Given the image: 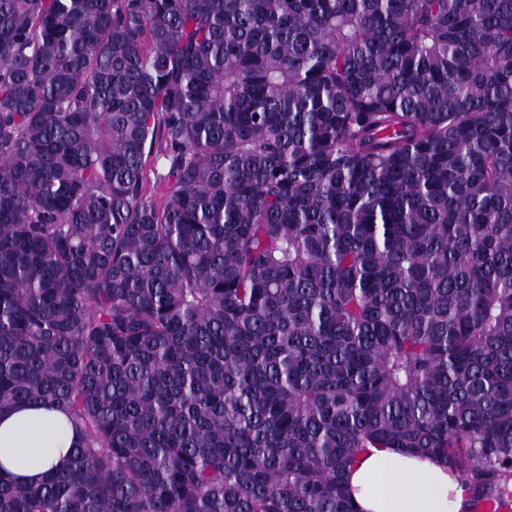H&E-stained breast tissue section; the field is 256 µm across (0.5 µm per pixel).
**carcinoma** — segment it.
<instances>
[{
	"mask_svg": "<svg viewBox=\"0 0 512 512\" xmlns=\"http://www.w3.org/2000/svg\"><path fill=\"white\" fill-rule=\"evenodd\" d=\"M22 402L82 440L0 512H512V0H0ZM346 482L357 512H465L469 496L444 462L401 448H368Z\"/></svg>",
	"mask_w": 512,
	"mask_h": 512,
	"instance_id": "obj_1",
	"label": "carcinoma"
}]
</instances>
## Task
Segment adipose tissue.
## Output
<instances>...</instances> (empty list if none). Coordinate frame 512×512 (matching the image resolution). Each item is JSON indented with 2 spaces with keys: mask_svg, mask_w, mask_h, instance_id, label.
I'll return each mask as SVG.
<instances>
[{
  "mask_svg": "<svg viewBox=\"0 0 512 512\" xmlns=\"http://www.w3.org/2000/svg\"><path fill=\"white\" fill-rule=\"evenodd\" d=\"M79 439L68 418L43 405L0 412V468L17 485L38 483ZM357 512H464L469 492L444 462L399 448H372L347 470Z\"/></svg>",
  "mask_w": 512,
  "mask_h": 512,
  "instance_id": "adipose-tissue-1",
  "label": "adipose tissue"
}]
</instances>
